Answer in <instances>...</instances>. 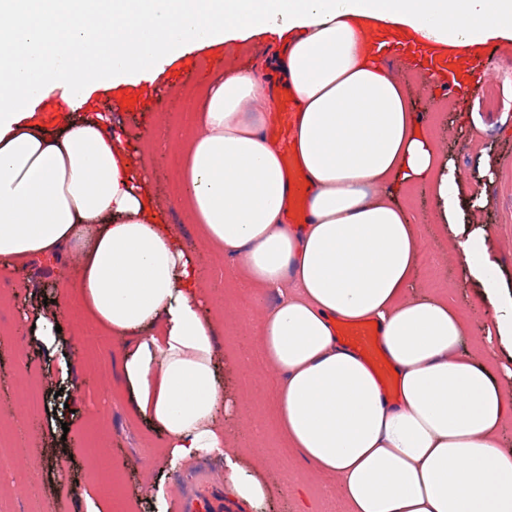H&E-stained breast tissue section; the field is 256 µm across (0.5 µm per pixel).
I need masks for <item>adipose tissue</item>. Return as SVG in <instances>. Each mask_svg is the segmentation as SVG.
Returning a JSON list of instances; mask_svg holds the SVG:
<instances>
[{
    "instance_id": "adipose-tissue-1",
    "label": "adipose tissue",
    "mask_w": 512,
    "mask_h": 512,
    "mask_svg": "<svg viewBox=\"0 0 512 512\" xmlns=\"http://www.w3.org/2000/svg\"><path fill=\"white\" fill-rule=\"evenodd\" d=\"M280 20L289 37L271 53L274 78L235 69L211 83L181 172L205 245L237 258L251 287L280 294L255 328L280 375L270 428L335 478L345 512H512V452L498 443L512 367L495 351L512 345V297L477 234L460 248L496 311L481 356L464 349L457 308L413 296L419 241L395 193L429 185L449 221L455 174L364 33L375 20L435 43L512 38V0H0V272L75 247L73 295L96 331L129 346L124 372L137 414L166 434L161 456H222L227 492L252 508L286 495L224 452L216 419L227 403L196 262L156 222L121 137L100 116L52 137L27 111L57 90L77 103L95 83L157 77L186 43ZM281 87L308 181L300 225L262 134ZM360 321L379 327L395 397L336 336L337 323Z\"/></svg>"
}]
</instances>
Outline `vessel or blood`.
Segmentation results:
<instances>
[{"label": "vessel or blood", "mask_w": 512, "mask_h": 512, "mask_svg": "<svg viewBox=\"0 0 512 512\" xmlns=\"http://www.w3.org/2000/svg\"><path fill=\"white\" fill-rule=\"evenodd\" d=\"M366 38L371 52L382 58L395 50L414 49L425 63V77L431 78L438 73H446V90L450 91L464 85L476 89L487 81L486 73L480 65L482 55L488 50L487 45L472 44L460 47L450 43L422 44L412 32L393 22L368 28ZM294 121L293 102L289 97H282L268 136L281 152L288 167L292 187L289 217L303 221L308 217L306 177L295 161L291 139ZM338 334L365 360L382 386L390 387L392 372L381 349L378 326L367 322L350 323L341 326Z\"/></svg>", "instance_id": "obj_1"}]
</instances>
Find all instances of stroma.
Returning a JSON list of instances; mask_svg holds the SVG:
<instances>
[{"label":"stroma","instance_id":"1","mask_svg":"<svg viewBox=\"0 0 512 512\" xmlns=\"http://www.w3.org/2000/svg\"><path fill=\"white\" fill-rule=\"evenodd\" d=\"M278 39V30L270 29L244 33L219 46L199 43L166 64L155 80L92 86L79 106L56 93L34 101L30 109L49 135L88 116H111L129 158L136 161L148 155L144 190L153 201L158 223L169 225L196 257L205 306L217 329L224 395L239 405L237 415L218 419L228 433L225 449L234 454L253 448L251 466L268 482L288 486L287 495L273 498L259 512H342L339 497L329 494L323 478L303 472L272 434L256 430L260 396L271 392L278 379L273 366L256 359V312L273 307L277 297L271 293L259 302L248 300L244 315L224 309L235 261L207 250L182 209L181 190L167 155L185 130L165 122L158 111L163 101L169 112H176L183 90L203 91L229 68L267 74L265 61ZM382 64L406 84L413 110L439 160L453 162L462 219L483 226L484 244L498 264V273L512 286V116L489 118L479 111L473 90L453 93L452 108L441 109L442 95L432 91L408 56L397 53ZM480 195L487 198V205L472 210L473 198ZM398 200L416 216L422 244L415 293L445 294L464 316L466 344H473L492 327L494 312L480 286L466 279L456 238L442 225L433 191L420 184L400 193ZM76 276L72 249L55 260H37L0 276V435L21 448L16 459L0 466V512H84L79 494L93 487L90 456L100 445L132 512H156L147 493L149 484L162 485L169 495L180 485L194 489L201 467L212 485L223 486V459L205 457L173 467L158 455L164 435L134 413L123 371L125 348L110 336L89 344L92 332L82 327L78 305L64 301L62 291ZM41 304L57 313L61 327L51 345L36 342L34 336L32 314ZM30 386L44 400L36 415L22 398Z\"/></svg>","mask_w":512,"mask_h":512}]
</instances>
